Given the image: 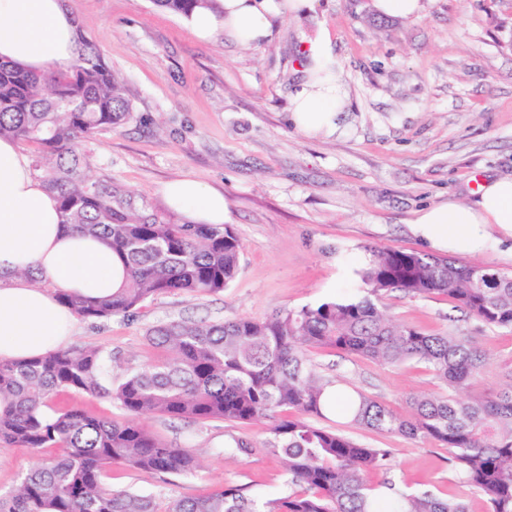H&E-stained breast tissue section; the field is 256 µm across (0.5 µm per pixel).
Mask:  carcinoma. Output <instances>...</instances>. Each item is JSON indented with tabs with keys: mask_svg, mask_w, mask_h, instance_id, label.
<instances>
[{
	"mask_svg": "<svg viewBox=\"0 0 512 512\" xmlns=\"http://www.w3.org/2000/svg\"><path fill=\"white\" fill-rule=\"evenodd\" d=\"M210 2L153 0L184 17ZM76 40L67 71L34 74L0 63V138L37 147L34 170L56 194L63 223L105 239L126 268L124 285L109 298H60L78 318L99 320L128 316L161 294L224 291L243 250L231 226L180 222L117 184L92 178L82 143L127 123L133 106L126 83L80 26ZM366 251L358 271L366 290L361 299L283 307L262 319L159 323L147 336L163 358L117 384H105L110 356L95 347L0 362V447L60 449L0 494V512H468L463 502L429 491L390 485L377 492L365 475L387 469L391 449L370 448L312 421L333 410L371 431L440 443L463 482L487 497L490 512H512V374L491 397H459L486 363L478 342L424 333L377 304L396 291L441 294L484 325L512 331V275L429 253ZM318 348L386 367L423 363L446 392L410 398L408 416L400 417L323 375L311 359ZM62 392L107 399L124 418L56 408L52 399ZM154 415L267 424L264 447L280 458L288 493L258 501L225 487L160 503L113 488L107 479L114 466L182 475L206 467L204 456L155 438L143 423Z\"/></svg>",
	"mask_w": 512,
	"mask_h": 512,
	"instance_id": "carcinoma-1",
	"label": "carcinoma"
}]
</instances>
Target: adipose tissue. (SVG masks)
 I'll use <instances>...</instances> for the list:
<instances>
[{"label": "adipose tissue", "instance_id": "ef3b65f1", "mask_svg": "<svg viewBox=\"0 0 512 512\" xmlns=\"http://www.w3.org/2000/svg\"><path fill=\"white\" fill-rule=\"evenodd\" d=\"M315 0H215L186 20L204 39L215 31L259 45L275 18L313 10ZM75 24L60 0H0V61L31 71L68 70L76 57ZM307 64L291 97L290 116L307 136L336 134L347 115L346 91L328 36L309 40ZM167 203L193 224L228 219L223 190L183 177L164 189ZM414 234L430 247L485 253L512 240V177L486 179L473 202L448 199L417 212ZM30 269L45 289L17 278ZM125 281L121 262L103 240L63 224L58 201L37 179L16 140L0 138V361L37 357L65 347L75 314L59 295L104 296Z\"/></svg>", "mask_w": 512, "mask_h": 512}]
</instances>
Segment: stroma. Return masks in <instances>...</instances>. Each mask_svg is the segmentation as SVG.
<instances>
[{
  "mask_svg": "<svg viewBox=\"0 0 512 512\" xmlns=\"http://www.w3.org/2000/svg\"><path fill=\"white\" fill-rule=\"evenodd\" d=\"M424 5L401 19L376 14L373 0H316L308 14L275 20L267 43L243 47L220 30L197 39L183 16L152 0H64L124 77L133 104L122 128L83 143L96 177L163 211V184L195 176L223 190L243 244L239 274L223 292L163 294L128 318L78 320L70 343L109 353L106 381L161 358L146 338L160 322L261 318L360 298L366 247L424 251L411 229L417 211L450 197L473 201V177L512 175V0ZM320 33L332 42L349 96L345 127L329 138L298 132L288 112L302 48ZM379 304L425 333L475 337L488 363L468 396L491 395L505 382L512 331L485 327L441 295L396 291ZM312 359L349 392L400 415L410 397L442 390L421 363L384 367L332 349ZM319 423L391 449L390 468L369 473V484L430 491L489 512L439 443L357 428L333 413ZM147 426L171 446L202 453L206 468L186 477L115 467L113 488L161 500L223 486L258 500L288 490L280 459L263 447L264 425L158 415ZM240 440L250 452H235Z\"/></svg>",
  "mask_w": 512,
  "mask_h": 512,
  "instance_id": "35a3bbf8",
  "label": "stroma"
}]
</instances>
